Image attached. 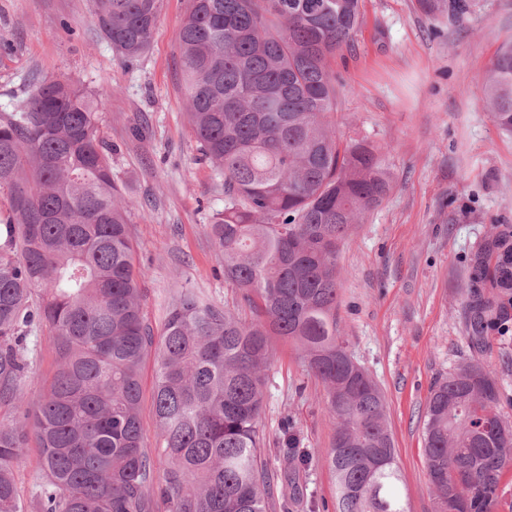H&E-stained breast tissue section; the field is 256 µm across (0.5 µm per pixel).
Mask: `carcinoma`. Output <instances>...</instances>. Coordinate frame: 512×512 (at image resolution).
<instances>
[{"instance_id":"obj_1","label":"carcinoma","mask_w":512,"mask_h":512,"mask_svg":"<svg viewBox=\"0 0 512 512\" xmlns=\"http://www.w3.org/2000/svg\"><path fill=\"white\" fill-rule=\"evenodd\" d=\"M178 40L187 119L202 156L224 171L211 225L224 281L246 321L190 289L161 332L145 319L124 188L100 135L99 94L72 79L37 81L0 113V512H23L14 469L34 441L39 512H268L274 476L304 458H266L264 370L271 341L291 342L336 421L326 465L336 512H408L384 393L352 373L336 328L340 246L392 178L376 151L336 132L331 68L361 23L360 0H188ZM100 35L127 62L150 49L163 0H90ZM428 18L476 0H417ZM484 106L512 133V43L485 79ZM466 307L477 351L512 322V231L482 243ZM52 330L57 370L24 392L30 338ZM154 357L159 444L142 440L141 371ZM423 442L438 512L464 499L495 512L512 463V422L479 360L431 388ZM162 475H157L158 469Z\"/></svg>"}]
</instances>
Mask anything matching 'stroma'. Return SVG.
I'll return each instance as SVG.
<instances>
[{"label":"stroma","instance_id":"1","mask_svg":"<svg viewBox=\"0 0 512 512\" xmlns=\"http://www.w3.org/2000/svg\"><path fill=\"white\" fill-rule=\"evenodd\" d=\"M186 0H164L151 47L128 63L94 25L89 0H0V112L24 82L68 77L101 91L100 128L124 186L143 313L161 328L182 288L237 309L210 226L224 209V175L202 160L186 117L178 31ZM363 24L332 63L340 78L336 131L372 145L392 176L382 203L341 246L338 330L383 390L399 492L409 512H436L423 456L431 387L469 361L463 319L468 263L493 226H512V136L482 103L487 72L512 42V0H480L462 18H426L416 0H362ZM49 328L38 331L25 389L42 392L57 367ZM265 371L263 428L279 454L283 418L310 456L285 512H336L325 459L335 423L322 384L292 345L274 340ZM481 360L498 378L512 421V332Z\"/></svg>","mask_w":512,"mask_h":512}]
</instances>
